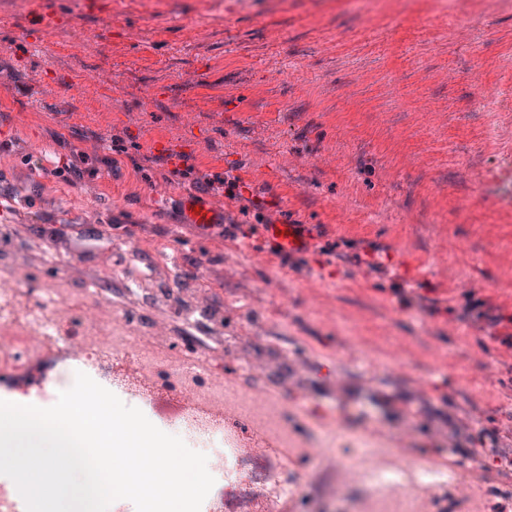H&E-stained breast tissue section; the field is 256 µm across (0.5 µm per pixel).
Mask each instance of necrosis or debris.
Wrapping results in <instances>:
<instances>
[{
  "instance_id": "obj_1",
  "label": "necrosis or debris",
  "mask_w": 512,
  "mask_h": 512,
  "mask_svg": "<svg viewBox=\"0 0 512 512\" xmlns=\"http://www.w3.org/2000/svg\"><path fill=\"white\" fill-rule=\"evenodd\" d=\"M13 264V258L0 255V329L38 337L40 345L29 352L0 345L1 400L45 406L72 386L76 372H84L123 403L134 402L144 409L165 401L174 407L166 422L168 432L205 453L209 472L226 488L225 494L206 497L203 512H281L283 505L299 504L301 489L315 481L316 471L277 465L258 478L241 471L237 450L225 448L224 435L237 434L240 448L257 447L248 420L228 419L207 406L182 400L183 384L207 391L232 369L246 371V364H233L232 347H225L211 363L195 359L187 367L174 365L166 354L178 350L179 340H153L150 324L131 309L151 286L142 275L123 277L111 317L97 320L93 314L103 298L101 287L112 280V271L97 272L91 284L61 299L55 284L32 288L15 283L10 274ZM62 302L72 309L69 318L57 313ZM116 330L122 342L112 341ZM105 336L110 339L106 345L101 342ZM149 360L158 364V372L144 371ZM352 465L358 472L357 484L351 497L339 500L344 512H362L366 503L373 512H385L394 494L409 495L421 487L452 492L459 512H482L484 505L512 499V486L506 484L488 483L462 492L470 476L453 458L444 468L423 469L410 458L381 466L376 453L367 451Z\"/></svg>"
}]
</instances>
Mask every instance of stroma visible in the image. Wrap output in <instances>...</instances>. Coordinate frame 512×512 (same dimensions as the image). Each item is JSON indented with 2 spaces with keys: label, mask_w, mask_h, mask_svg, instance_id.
<instances>
[{
  "label": "stroma",
  "mask_w": 512,
  "mask_h": 512,
  "mask_svg": "<svg viewBox=\"0 0 512 512\" xmlns=\"http://www.w3.org/2000/svg\"><path fill=\"white\" fill-rule=\"evenodd\" d=\"M84 2L0 0V225L110 224L113 241L142 240L144 264L175 250L171 224L204 268L250 248L262 261L215 290L224 332L252 323L259 352L310 363L314 388L288 398L303 433L317 404L376 445L396 417L328 393L376 381L422 396L414 457L463 456L433 436L438 412L507 438L512 324L492 318L512 314V0ZM102 140L122 148L102 159ZM35 141L77 172L30 169ZM218 175L247 184L223 198L224 238L180 208ZM271 224L303 231L287 263Z\"/></svg>",
  "instance_id": "stroma-1"
}]
</instances>
